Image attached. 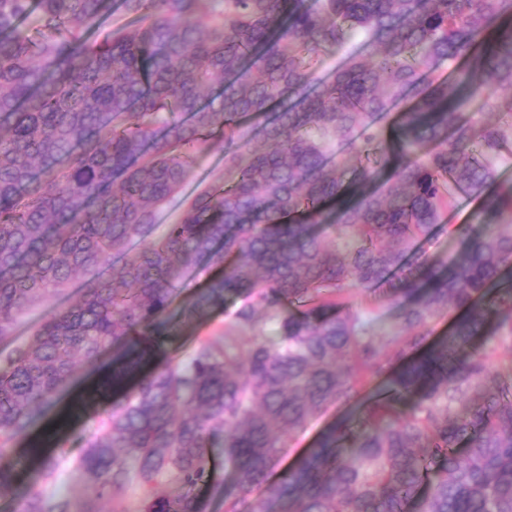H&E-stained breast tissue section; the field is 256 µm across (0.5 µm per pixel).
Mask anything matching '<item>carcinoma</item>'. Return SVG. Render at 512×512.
Wrapping results in <instances>:
<instances>
[{
	"instance_id": "carcinoma-1",
	"label": "carcinoma",
	"mask_w": 512,
	"mask_h": 512,
	"mask_svg": "<svg viewBox=\"0 0 512 512\" xmlns=\"http://www.w3.org/2000/svg\"><path fill=\"white\" fill-rule=\"evenodd\" d=\"M216 144L224 172L156 224ZM508 159L512 0H0V341L85 277L0 351V457L76 357L171 335L204 267L180 321L239 305L109 411L75 467L93 482L80 512L131 489L144 512H200L218 438L224 512H512V186L489 192ZM461 195L479 206L444 261L432 244ZM381 377L360 430L337 425L267 484L285 436ZM65 459L39 461L20 512H72L45 488ZM212 275L209 270L195 269L187 273L180 285V289L174 298L170 311L175 314L179 308L200 288ZM83 283L84 279L81 276L75 277L70 282L65 295L49 297L23 316L16 324L12 336L2 344L0 343V347L10 349L27 341L47 313L66 306L79 297V289L83 288Z\"/></svg>"
}]
</instances>
